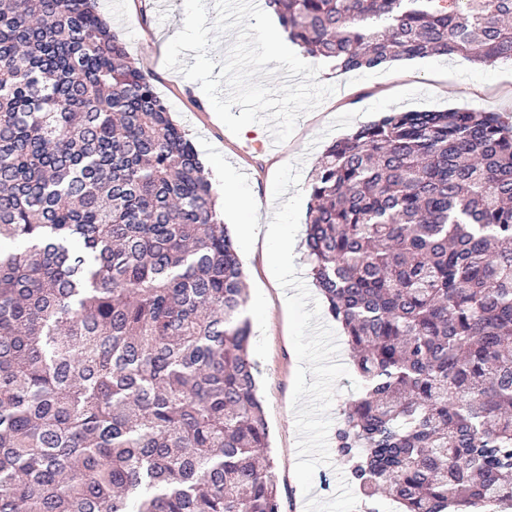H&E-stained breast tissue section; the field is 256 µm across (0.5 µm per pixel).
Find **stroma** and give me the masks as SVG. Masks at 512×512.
Instances as JSON below:
<instances>
[{"instance_id":"stroma-1","label":"stroma","mask_w":512,"mask_h":512,"mask_svg":"<svg viewBox=\"0 0 512 512\" xmlns=\"http://www.w3.org/2000/svg\"><path fill=\"white\" fill-rule=\"evenodd\" d=\"M99 7L195 148L210 153L211 166L237 172L245 196L228 197L226 203L236 208L238 222L262 225L272 207L296 241L298 272L288 283L295 300L285 307L270 273L269 246L235 239L244 264L250 356L270 434L280 512H303L301 489L317 491L323 475L330 490L319 494V502L331 512H367L348 463L336 451L341 411L356 394L358 378L343 331L309 277L304 242L309 175L326 145L391 109L457 107L512 119V62L479 65L457 56H431L340 79L326 65L317 79L335 85V92L299 117L288 140L260 142L233 135L208 98L196 93L194 81L164 66L167 43L183 28L184 0H99Z\"/></svg>"}]
</instances>
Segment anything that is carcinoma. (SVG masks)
Listing matches in <instances>:
<instances>
[{
  "label": "carcinoma",
  "mask_w": 512,
  "mask_h": 512,
  "mask_svg": "<svg viewBox=\"0 0 512 512\" xmlns=\"http://www.w3.org/2000/svg\"><path fill=\"white\" fill-rule=\"evenodd\" d=\"M97 0H0V512H279L244 273ZM340 73L512 61V0H267ZM362 390L336 449L401 512L512 508V122L387 111L309 180Z\"/></svg>",
  "instance_id": "1"
}]
</instances>
